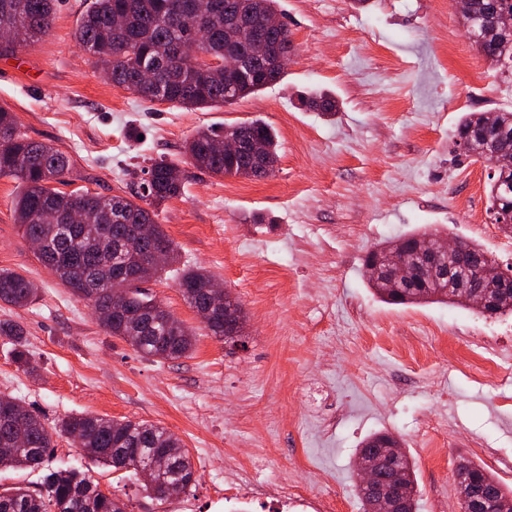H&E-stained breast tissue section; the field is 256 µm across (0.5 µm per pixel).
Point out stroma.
Masks as SVG:
<instances>
[{"label":"stroma","instance_id":"1","mask_svg":"<svg viewBox=\"0 0 512 512\" xmlns=\"http://www.w3.org/2000/svg\"><path fill=\"white\" fill-rule=\"evenodd\" d=\"M86 8L57 0L49 34L0 49V107L30 139L69 155L65 192L123 195L132 172L176 163L184 192L157 221L182 263L209 270L241 303L245 344L204 329L171 268L147 287L194 330L192 351L153 359L109 336L29 247L14 220L20 184L0 177V269L38 289L30 306L0 302V321L25 328L38 369L29 375L0 340V393L50 429L77 414L163 426L189 451L196 481L157 500L64 435L47 467L80 468L129 512H224L228 465L361 512L354 459L387 431L415 464L419 512H460L461 460L512 486V316L383 303L363 265L381 242L433 227L512 267L489 224L490 168L453 138L462 113L512 107V72L464 38L454 0H278L293 42L282 80L202 109L148 102L104 79L74 39ZM314 90L336 99L335 116L302 103ZM256 118L278 136L272 176L191 164L185 146L199 129Z\"/></svg>","mask_w":512,"mask_h":512}]
</instances>
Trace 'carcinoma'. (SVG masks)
Returning a JSON list of instances; mask_svg holds the SVG:
<instances>
[{
	"label": "carcinoma",
	"instance_id": "cac0c4a2",
	"mask_svg": "<svg viewBox=\"0 0 512 512\" xmlns=\"http://www.w3.org/2000/svg\"><path fill=\"white\" fill-rule=\"evenodd\" d=\"M276 0H90L74 37L95 62L111 69V81L146 101L159 96L162 101L183 108H206L232 104L282 77L278 61L293 50L290 33L275 36V55L257 59L251 68L224 82V73L212 71L192 61L188 54L194 38L192 21L197 17L209 31L203 47L217 59L224 58V46L232 43L247 50L246 38L229 27L224 15H239L255 21ZM56 0H0V29L7 28L13 49L47 35L53 26ZM469 26L479 37L478 52L492 65L512 66V0H475V14ZM143 69L156 72L161 93L141 86ZM326 117L335 115L336 100L316 94L303 100ZM245 143L259 140L262 158L243 151L232 160L216 149L224 135L203 129L187 142L186 153L194 167L215 175L260 180L271 176L278 163L275 131L260 119L237 124ZM487 130L495 151L512 156V110L466 112L458 120L455 145L473 162L489 161L485 143L475 134ZM71 168L67 154L55 146L27 137L14 113L0 107V177H12L24 184L14 201V217L24 238L44 243L42 262L74 295L105 308L112 307L114 273L137 256L155 247L167 249L168 263L177 262L179 252L161 225L156 211L183 194L180 168L163 159L145 170L149 179L129 184V196L102 195L89 190L66 193L52 186L61 182ZM488 213L493 223L512 233V169H495L487 183ZM75 208L86 212L88 226L70 224ZM131 224L153 225V239L137 244L128 239ZM458 263L474 269L476 283L495 296V304L481 314L491 317L512 314V289L501 288V269L495 258L473 242H463ZM214 276L202 268L181 271L178 288L185 301L197 308L209 301L207 284ZM369 286L390 305L423 303L469 307L459 295L448 293V281L424 280L407 288H389L368 280ZM37 298V289L25 275L0 270V302L24 307ZM158 301L139 288L126 291L121 305L102 323L104 330L127 342L135 351L163 360H175L192 351L194 335L179 319L171 323L148 320ZM0 338L12 345L14 360L27 371L34 366L26 349L24 329L17 323L0 322ZM21 421L28 429V446L0 448L1 469H38L53 447L52 434L41 418L15 398L0 394V442L9 438L13 424ZM58 432L73 438L76 447L97 462L115 471L138 472L148 460L163 474H171L185 490L195 482V470L188 451L170 453L182 443L166 428L147 421H117L94 415H70L62 419ZM467 471L456 481L461 512H484L485 504L496 500L512 512V489L485 467L467 461ZM379 481L390 488L415 485L413 462L402 453L397 468L380 474ZM0 512H127L118 496L104 494L98 485L76 470H51L44 474L41 488L33 494L21 487L0 493Z\"/></svg>",
	"mask_w": 512,
	"mask_h": 512
}]
</instances>
